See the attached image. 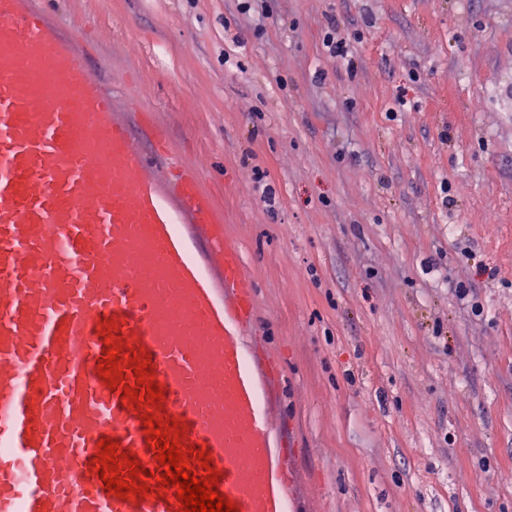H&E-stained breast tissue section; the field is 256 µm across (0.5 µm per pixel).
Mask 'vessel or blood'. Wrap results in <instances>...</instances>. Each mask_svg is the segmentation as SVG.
<instances>
[{
	"instance_id": "obj_1",
	"label": "vessel or blood",
	"mask_w": 512,
	"mask_h": 512,
	"mask_svg": "<svg viewBox=\"0 0 512 512\" xmlns=\"http://www.w3.org/2000/svg\"><path fill=\"white\" fill-rule=\"evenodd\" d=\"M176 165L159 114L114 111L68 23L0 0V512H181L147 414L178 426L187 466L217 472L234 512H295L267 391L277 365L251 346L258 284L204 163L172 182ZM112 347L114 389L98 371ZM104 439L145 467L147 494L106 489Z\"/></svg>"
}]
</instances>
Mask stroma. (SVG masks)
<instances>
[{
  "instance_id": "1",
  "label": "stroma",
  "mask_w": 512,
  "mask_h": 512,
  "mask_svg": "<svg viewBox=\"0 0 512 512\" xmlns=\"http://www.w3.org/2000/svg\"><path fill=\"white\" fill-rule=\"evenodd\" d=\"M42 2L207 161L301 512H512V0Z\"/></svg>"
}]
</instances>
